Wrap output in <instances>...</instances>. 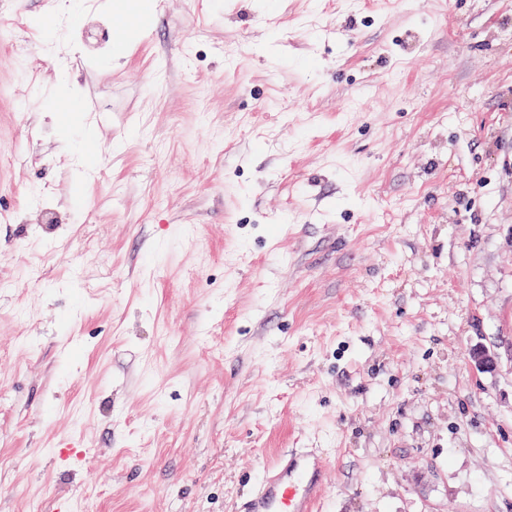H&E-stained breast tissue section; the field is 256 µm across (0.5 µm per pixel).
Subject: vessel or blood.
<instances>
[{"label":"vessel or blood","mask_w":512,"mask_h":512,"mask_svg":"<svg viewBox=\"0 0 512 512\" xmlns=\"http://www.w3.org/2000/svg\"><path fill=\"white\" fill-rule=\"evenodd\" d=\"M321 456L308 451L279 459L265 472L248 512H315L323 488Z\"/></svg>","instance_id":"obj_1"}]
</instances>
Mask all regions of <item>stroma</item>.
<instances>
[{
    "label": "stroma",
    "mask_w": 512,
    "mask_h": 512,
    "mask_svg": "<svg viewBox=\"0 0 512 512\" xmlns=\"http://www.w3.org/2000/svg\"><path fill=\"white\" fill-rule=\"evenodd\" d=\"M123 2L0 0V512H512V0ZM321 456L308 451L279 459L265 472L248 512H314L323 488Z\"/></svg>",
    "instance_id": "1"
}]
</instances>
